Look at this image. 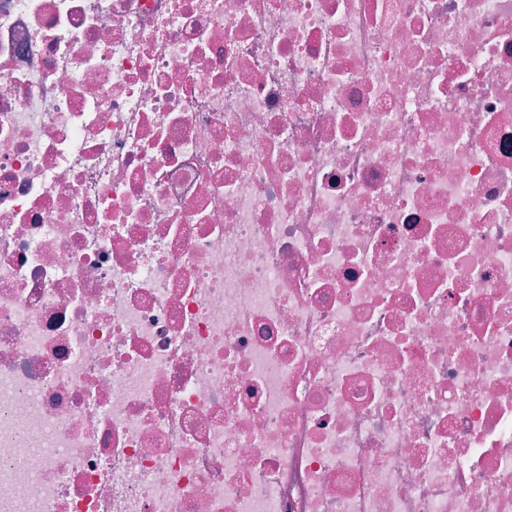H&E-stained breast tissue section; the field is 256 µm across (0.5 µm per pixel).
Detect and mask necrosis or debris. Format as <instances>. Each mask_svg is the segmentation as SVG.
<instances>
[{
	"label": "necrosis or debris",
	"mask_w": 512,
	"mask_h": 512,
	"mask_svg": "<svg viewBox=\"0 0 512 512\" xmlns=\"http://www.w3.org/2000/svg\"><path fill=\"white\" fill-rule=\"evenodd\" d=\"M0 512H512V0H0Z\"/></svg>",
	"instance_id": "4bbe7bcc"
}]
</instances>
